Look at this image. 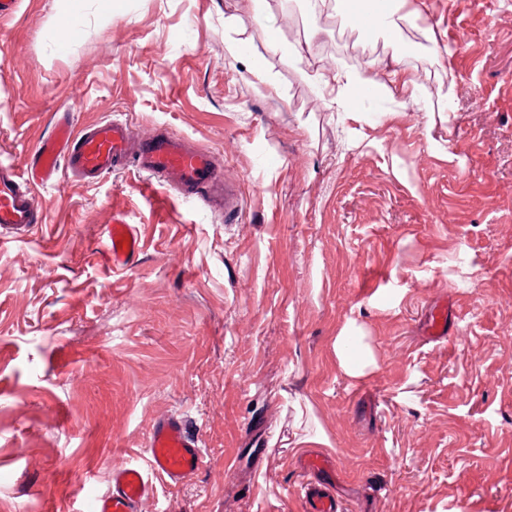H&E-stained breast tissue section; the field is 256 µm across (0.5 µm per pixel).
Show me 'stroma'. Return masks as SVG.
Masks as SVG:
<instances>
[{
    "label": "stroma",
    "instance_id": "stroma-1",
    "mask_svg": "<svg viewBox=\"0 0 512 512\" xmlns=\"http://www.w3.org/2000/svg\"><path fill=\"white\" fill-rule=\"evenodd\" d=\"M412 2L397 41L305 0L264 19L254 0H18L0 18V162L24 166L60 118L125 119L213 151L242 198L228 220L134 170L36 187L45 224L0 245V512H81L164 414L205 463L142 512H302L315 450L348 512H512V0ZM396 61L414 96L351 95L359 120L321 91ZM117 216L145 242L122 270ZM437 303L455 315L439 340ZM352 320L361 378L334 353ZM359 333L354 322L348 323L336 336L335 342L338 365L345 375L352 378L364 376L373 364L371 352Z\"/></svg>",
    "mask_w": 512,
    "mask_h": 512
}]
</instances>
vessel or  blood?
Masks as SVG:
<instances>
[{"label": "vessel or blood", "instance_id": "b4317fda", "mask_svg": "<svg viewBox=\"0 0 512 512\" xmlns=\"http://www.w3.org/2000/svg\"><path fill=\"white\" fill-rule=\"evenodd\" d=\"M389 7L390 0H354L352 13L361 26L370 28ZM128 166L166 179L181 196L223 202L225 216L241 210L235 187L225 181L211 151L192 146L175 134L138 136L123 121L105 120L78 131L64 121L52 137L41 141L26 169L0 166V243L45 223V216L34 205L35 185L62 171L92 182ZM107 241L116 268L128 266L141 249L137 231L119 219L109 225ZM148 454V468L130 463L113 468L109 490L90 496L84 512H138L141 502L153 493L154 478L184 484L204 463L198 437L179 416L163 417L153 424ZM299 468L304 512H344L328 482L336 470L335 460L312 452L300 460Z\"/></svg>", "mask_w": 512, "mask_h": 512}]
</instances>
